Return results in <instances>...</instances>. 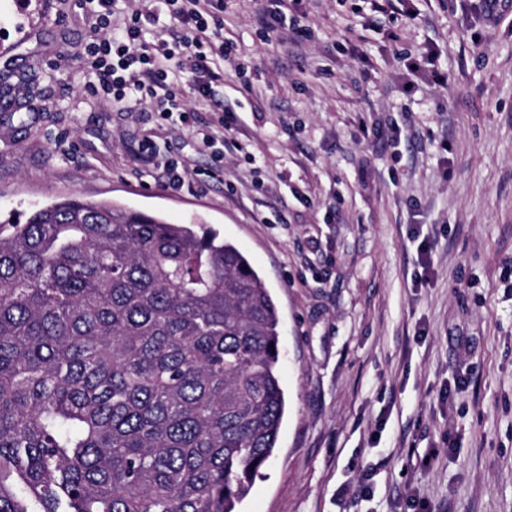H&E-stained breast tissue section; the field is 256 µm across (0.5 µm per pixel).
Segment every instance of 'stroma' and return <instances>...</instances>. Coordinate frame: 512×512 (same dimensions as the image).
<instances>
[{"instance_id": "stroma-1", "label": "stroma", "mask_w": 512, "mask_h": 512, "mask_svg": "<svg viewBox=\"0 0 512 512\" xmlns=\"http://www.w3.org/2000/svg\"><path fill=\"white\" fill-rule=\"evenodd\" d=\"M462 5L368 30L366 0H299L298 46L231 0L224 114L184 85V124L87 95L84 0H0V222L75 194L196 219L279 307L286 411L238 512H512V10ZM427 47L447 84L408 72Z\"/></svg>"}]
</instances>
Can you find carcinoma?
Returning a JSON list of instances; mask_svg holds the SVG:
<instances>
[{
	"instance_id": "obj_1",
	"label": "carcinoma",
	"mask_w": 512,
	"mask_h": 512,
	"mask_svg": "<svg viewBox=\"0 0 512 512\" xmlns=\"http://www.w3.org/2000/svg\"><path fill=\"white\" fill-rule=\"evenodd\" d=\"M235 244L65 197L0 224V512H236L286 408Z\"/></svg>"
}]
</instances>
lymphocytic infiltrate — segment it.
Here are the masks:
<instances>
[{"instance_id": "f902f5d3", "label": "lymphocytic infiltrate", "mask_w": 512, "mask_h": 512, "mask_svg": "<svg viewBox=\"0 0 512 512\" xmlns=\"http://www.w3.org/2000/svg\"><path fill=\"white\" fill-rule=\"evenodd\" d=\"M88 39L85 44V86L93 97L110 103L153 102L164 117L188 122L190 113L177 94L182 82L202 99L213 97L219 60L235 49L225 39V0H160L157 11L132 14L121 29H113L118 0H86ZM290 0H259L264 32L286 28L296 41L309 31L290 13ZM168 17L171 37L151 42V25Z\"/></svg>"}]
</instances>
